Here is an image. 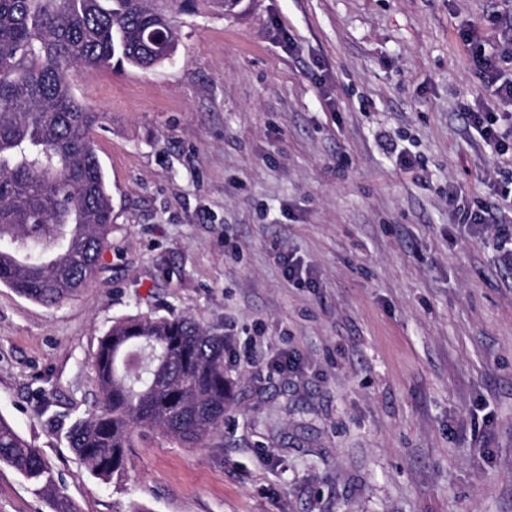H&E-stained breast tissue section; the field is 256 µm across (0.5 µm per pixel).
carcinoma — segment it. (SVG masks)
<instances>
[{"label": "carcinoma", "mask_w": 512, "mask_h": 512, "mask_svg": "<svg viewBox=\"0 0 512 512\" xmlns=\"http://www.w3.org/2000/svg\"><path fill=\"white\" fill-rule=\"evenodd\" d=\"M224 0H0V285L53 307L102 269L112 196L90 131L106 114L75 95L74 68L150 69L174 60L179 17ZM99 398L68 432L93 475L124 471L136 430L195 448L224 428V337L186 316H133L101 337ZM77 512L38 450L0 416V465Z\"/></svg>", "instance_id": "carcinoma-1"}]
</instances>
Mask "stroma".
Listing matches in <instances>:
<instances>
[{"instance_id": "obj_1", "label": "stroma", "mask_w": 512, "mask_h": 512, "mask_svg": "<svg viewBox=\"0 0 512 512\" xmlns=\"http://www.w3.org/2000/svg\"><path fill=\"white\" fill-rule=\"evenodd\" d=\"M245 5L182 15L172 62L72 71L110 246L60 305L0 286V416L80 512H512V256L465 219H512V155L465 119L497 105L475 47L512 76V0ZM137 314L223 336L231 400L205 446L136 432L106 483L67 432ZM0 512L52 505L2 464Z\"/></svg>"}]
</instances>
